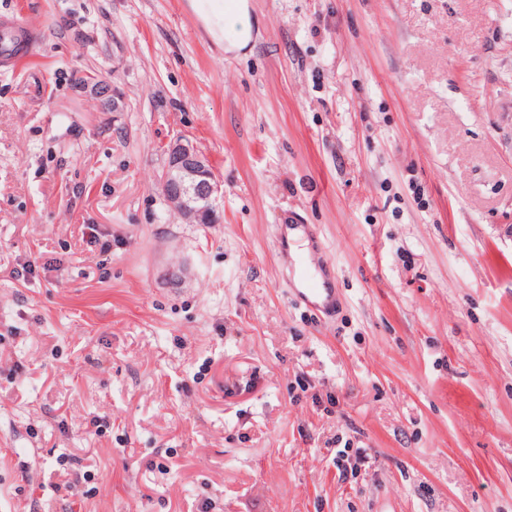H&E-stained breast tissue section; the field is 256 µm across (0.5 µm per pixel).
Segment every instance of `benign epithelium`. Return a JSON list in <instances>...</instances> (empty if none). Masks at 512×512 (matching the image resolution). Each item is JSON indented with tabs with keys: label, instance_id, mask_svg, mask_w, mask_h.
<instances>
[{
	"label": "benign epithelium",
	"instance_id": "benign-epithelium-1",
	"mask_svg": "<svg viewBox=\"0 0 512 512\" xmlns=\"http://www.w3.org/2000/svg\"><path fill=\"white\" fill-rule=\"evenodd\" d=\"M82 88L99 100L103 111H123L122 98L110 86L87 82ZM166 154L160 185L170 207L197 210L215 217L223 198V187L207 155L182 137L169 145Z\"/></svg>",
	"mask_w": 512,
	"mask_h": 512
}]
</instances>
